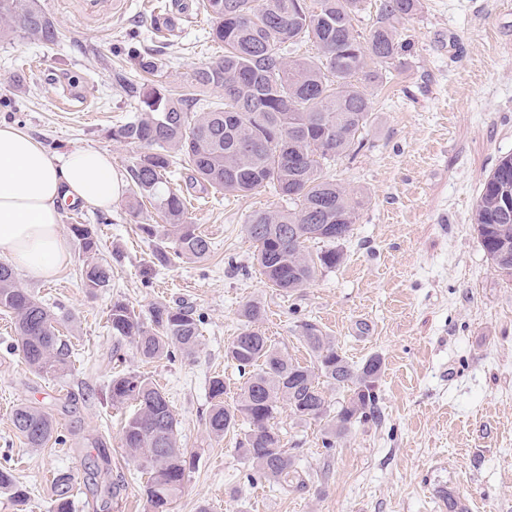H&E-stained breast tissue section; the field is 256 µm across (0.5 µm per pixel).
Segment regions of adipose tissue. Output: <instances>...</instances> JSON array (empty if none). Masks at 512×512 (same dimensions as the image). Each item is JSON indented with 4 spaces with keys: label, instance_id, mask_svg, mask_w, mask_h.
Masks as SVG:
<instances>
[{
    "label": "adipose tissue",
    "instance_id": "obj_1",
    "mask_svg": "<svg viewBox=\"0 0 512 512\" xmlns=\"http://www.w3.org/2000/svg\"><path fill=\"white\" fill-rule=\"evenodd\" d=\"M125 188L109 152L85 147L55 155L0 121V258L31 278L54 277L71 261L60 232L64 206L108 209Z\"/></svg>",
    "mask_w": 512,
    "mask_h": 512
}]
</instances>
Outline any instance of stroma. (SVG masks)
<instances>
[{
    "label": "stroma",
    "instance_id": "obj_1",
    "mask_svg": "<svg viewBox=\"0 0 512 512\" xmlns=\"http://www.w3.org/2000/svg\"><path fill=\"white\" fill-rule=\"evenodd\" d=\"M39 2L62 35L47 46L0 40V120L52 152H109L127 174L137 149L111 131L133 111L121 85L142 83L140 56L157 58L153 82L175 90L224 53L201 0H126L100 23L78 20L79 0ZM398 29L408 49L390 80L370 90L377 120L367 145L330 169L370 202L343 244L344 264L306 288L290 295L271 288L254 259L248 216L284 206L269 190L189 204L213 250L168 268L153 264L137 230L162 223L155 204L143 202L132 215L117 199L104 224L95 211H63L66 242L73 224L95 228L112 284L87 293L76 254L51 280L17 276L54 313L76 357L65 377L34 374L0 312V465L28 491L21 502L0 493V512H55L60 471L75 478L74 512H93L84 479L98 440L120 484L108 512H151L145 479L121 446L131 409L113 406L109 395L121 372L146 375L169 397L189 459L171 512H448L440 495L448 487L468 512H512V281L494 271L473 224L486 179L512 154V0H421ZM17 74L29 82L22 97L7 87ZM116 299L143 314L157 302L195 309V355L143 362L133 339H115L108 328ZM250 300L265 307L261 330L300 363L311 361L296 327L304 318L351 362L377 355L384 363L381 423L356 424L336 447H324L322 423L281 408L282 443L307 475L293 491L257 477L235 434L217 440L205 425L210 379L223 376L231 395L242 382L224 348ZM21 404L53 415L47 447H26L15 434L11 416Z\"/></svg>",
    "mask_w": 512,
    "mask_h": 512
}]
</instances>
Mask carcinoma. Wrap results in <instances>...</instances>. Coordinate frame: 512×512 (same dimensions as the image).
Returning a JSON list of instances; mask_svg holds the SVG:
<instances>
[{"label":"carcinoma","instance_id":"carcinoma-1","mask_svg":"<svg viewBox=\"0 0 512 512\" xmlns=\"http://www.w3.org/2000/svg\"><path fill=\"white\" fill-rule=\"evenodd\" d=\"M362 0H203L213 21L211 36L224 54L193 70L185 89L126 84L136 112L112 129V137L139 148L130 168L127 207L136 212L154 200L165 225L141 224L152 245L153 263L203 260L210 240L188 216V190L247 195L271 189L288 208L256 211L245 228L256 244L254 259L270 285L291 293L309 285L317 273L340 267L346 240L366 203L336 183L328 169L365 146L372 123L368 92L387 78L386 65L402 62L397 24L415 15L420 0H383L380 21L368 36L353 26ZM61 31L37 0H0V39L21 38L53 44ZM309 41L317 55L287 56ZM188 172L185 188H171L174 165ZM512 156L503 157L484 183L473 215L478 237L494 270L512 281ZM82 255V285L90 294L110 286L112 265L99 257V241L87 224L72 225ZM320 249L312 254L306 243ZM0 310L15 319L14 347L39 376L63 377L71 352L59 336L57 320L0 262ZM243 326L224 350L227 361L245 376L234 403L215 376L206 428L215 438L248 423L239 447L258 477L282 487L302 488L306 480L275 427L281 405L302 420L325 425L323 445L333 448L356 423L379 417L376 384L383 372L377 355L361 365L339 353L333 338L316 324L299 321L301 339L312 363L302 365L278 349L259 328L263 305L246 302ZM112 336L132 338L147 362L196 353L200 318L192 308L158 303L141 318L129 303L116 300L108 315ZM350 397L331 403L330 389ZM112 405L128 402L135 410L122 427V447L146 480L153 512H170L182 492L186 457L177 438V421L162 389L140 373L112 377ZM15 432L29 448H43L55 431L53 417L40 407L20 405L12 415ZM74 478L55 476L56 512H72ZM0 490L23 500L27 493L9 467L0 468Z\"/></svg>","mask_w":512,"mask_h":512}]
</instances>
